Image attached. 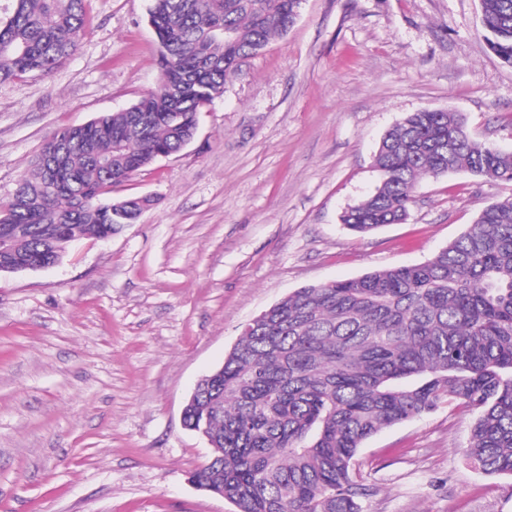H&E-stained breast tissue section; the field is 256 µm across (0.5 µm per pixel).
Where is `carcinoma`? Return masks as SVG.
Listing matches in <instances>:
<instances>
[{
	"mask_svg": "<svg viewBox=\"0 0 512 512\" xmlns=\"http://www.w3.org/2000/svg\"><path fill=\"white\" fill-rule=\"evenodd\" d=\"M86 0H9L0 83L49 74L79 48ZM302 0H149L160 79L147 96L48 138L0 200V269L62 261L85 236L135 223L147 196L112 197L194 138L241 63L294 25ZM490 49L512 65V0H480ZM375 190L341 215L367 234L409 217L426 176L512 181V153L476 142L457 112L420 110L382 137ZM448 404L474 416L464 456L512 477V195L416 265L300 288L242 330L183 411L209 460L196 485L235 512H361L355 458L380 431Z\"/></svg>",
	"mask_w": 512,
	"mask_h": 512,
	"instance_id": "1",
	"label": "carcinoma"
}]
</instances>
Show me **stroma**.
I'll return each mask as SVG.
<instances>
[{"instance_id":"35a3bbf8","label":"stroma","mask_w":512,"mask_h":512,"mask_svg":"<svg viewBox=\"0 0 512 512\" xmlns=\"http://www.w3.org/2000/svg\"><path fill=\"white\" fill-rule=\"evenodd\" d=\"M147 4L87 0L73 57L0 83V198L58 129L156 87ZM422 109L462 113L512 152V66L479 0H303L189 145L114 188L154 197L138 223L0 274V512H234L190 483L211 450L182 412L245 324L299 288L424 262L512 195L449 172L423 181L406 223L346 229L378 183L382 136ZM470 430L444 405L365 441L362 512H512V478L465 460Z\"/></svg>"}]
</instances>
